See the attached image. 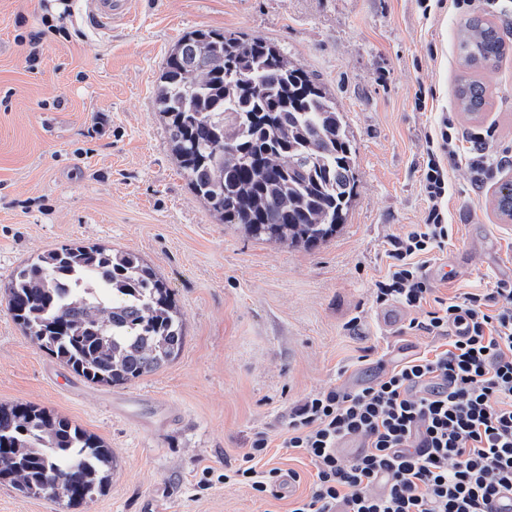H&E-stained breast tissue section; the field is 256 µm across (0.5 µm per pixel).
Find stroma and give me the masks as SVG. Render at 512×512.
Here are the masks:
<instances>
[{
	"label": "stroma",
	"mask_w": 512,
	"mask_h": 512,
	"mask_svg": "<svg viewBox=\"0 0 512 512\" xmlns=\"http://www.w3.org/2000/svg\"><path fill=\"white\" fill-rule=\"evenodd\" d=\"M132 0L107 34L83 0H0V286L28 260L71 242L140 255L184 319L180 355L120 387L79 382L24 336L0 303V403H31L99 436L114 462L82 512H289L308 483L265 501L220 476L265 435L269 466L313 472L281 448L292 408L327 386L356 389L439 346L408 331L414 313L374 301L393 237L424 223L426 138L459 131L444 202L447 244L426 267L452 297L512 278V220L493 200L512 168L470 164L472 136L488 156L512 155V0ZM481 15L508 50L469 116L454 89L466 72L456 39ZM63 16L44 32V16ZM264 37L318 78L350 126L356 195L344 224L306 249L247 236L189 187L170 149L156 93L175 44L196 29ZM43 31L40 61L17 35Z\"/></svg>",
	"instance_id": "stroma-1"
}]
</instances>
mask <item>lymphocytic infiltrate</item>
<instances>
[{
	"instance_id": "f902f5d3",
	"label": "lymphocytic infiltrate",
	"mask_w": 512,
	"mask_h": 512,
	"mask_svg": "<svg viewBox=\"0 0 512 512\" xmlns=\"http://www.w3.org/2000/svg\"><path fill=\"white\" fill-rule=\"evenodd\" d=\"M450 122L428 151L425 223L390 241V260L375 301L417 310L412 332L447 337V347L393 366L357 390L323 387L289 414L282 445L310 459V492L290 512H492L512 493V279L453 297L436 295L422 256L448 241L440 202L448 190L437 153L453 141ZM363 442L344 458L341 444ZM268 448L254 439L224 480L258 498L298 484L299 471L259 468Z\"/></svg>"
}]
</instances>
